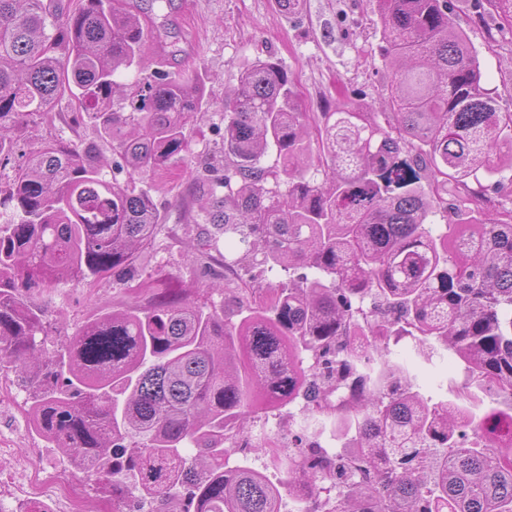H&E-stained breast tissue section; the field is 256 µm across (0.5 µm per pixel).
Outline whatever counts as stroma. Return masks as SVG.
<instances>
[{"mask_svg":"<svg viewBox=\"0 0 512 512\" xmlns=\"http://www.w3.org/2000/svg\"><path fill=\"white\" fill-rule=\"evenodd\" d=\"M174 4V29L158 30L145 67L131 68L120 80L130 83L157 71L196 70L205 100L187 129L190 160L220 154L224 95L260 59L272 58L288 71L302 111L331 112L339 105L356 112L387 109L379 0H302L299 9L290 12L277 0ZM448 20L477 51L483 86L500 94L501 111L512 113V23L493 20L476 0H448ZM56 111L53 122L21 134L18 154L29 153L52 136L94 146L104 161L113 162L111 144L100 141L93 126L77 115L73 99H62ZM192 175V169L179 164L147 182L163 227L149 247L153 261L145 271L163 270L186 288L224 280L223 266L207 256L200 242L198 209L189 202ZM99 297L121 302L125 290L107 279L93 289L70 287L53 295L47 317L56 331L46 340L47 351L60 349L75 336ZM0 383L15 399L13 408L0 411V467L31 454L45 464L64 461L60 450L46 447L30 430L25 413L28 394L14 374L0 371Z\"/></svg>","mask_w":512,"mask_h":512,"instance_id":"stroma-1","label":"stroma"}]
</instances>
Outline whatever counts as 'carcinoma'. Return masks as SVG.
<instances>
[{
	"mask_svg": "<svg viewBox=\"0 0 512 512\" xmlns=\"http://www.w3.org/2000/svg\"><path fill=\"white\" fill-rule=\"evenodd\" d=\"M486 3L512 18V0ZM381 23L392 122L301 111L271 58L226 94L224 164L199 161L193 196L224 269L266 279L241 281L247 314L233 322L151 277L146 304L97 302L48 356L37 298L135 266L160 228L139 183L184 161L203 93L182 70L115 99L116 76L149 53L152 17L112 0H0V168L13 169L0 183V369L25 383L31 430L112 512H132L135 493L154 512H280V487L229 459L252 447L240 434L257 411L298 398L303 430L351 444L334 459L301 435L262 448L288 495L312 503L303 512H319L326 479L330 512H512V207L484 212L481 185L512 171V117L448 28V0H382ZM66 94L112 144L111 179L94 147L51 137L14 164L20 133ZM435 212L450 216L438 233ZM279 269L288 280L269 281ZM367 334L371 353L357 345ZM405 339L409 357L392 359ZM440 345L467 381L434 402L416 370Z\"/></svg>",
	"mask_w": 512,
	"mask_h": 512,
	"instance_id": "carcinoma-1",
	"label": "carcinoma"
}]
</instances>
